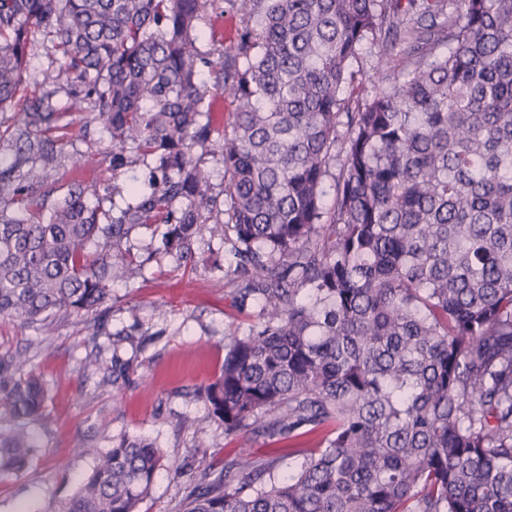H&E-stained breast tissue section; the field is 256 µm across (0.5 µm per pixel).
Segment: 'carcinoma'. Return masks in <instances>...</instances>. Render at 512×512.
Wrapping results in <instances>:
<instances>
[{
	"mask_svg": "<svg viewBox=\"0 0 512 512\" xmlns=\"http://www.w3.org/2000/svg\"><path fill=\"white\" fill-rule=\"evenodd\" d=\"M238 41L195 31L214 0H0V112L33 37L79 80L32 96L0 131V317L43 326L94 310L137 261L194 266L222 230L256 322L224 345L203 395L224 435L288 441L277 479L241 454L183 512H512V0H226ZM385 66L359 92L353 69ZM236 102L224 199L191 157L211 142L201 67ZM90 112L112 174L151 158L123 206L41 189ZM228 216L213 219V213ZM0 356V480L39 448L44 383ZM306 438L307 448L297 440ZM162 454L118 437L55 512H138Z\"/></svg>",
	"mask_w": 512,
	"mask_h": 512,
	"instance_id": "cac0c4a2",
	"label": "carcinoma"
}]
</instances>
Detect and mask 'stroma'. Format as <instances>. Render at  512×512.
Here are the masks:
<instances>
[{
    "label": "stroma",
    "instance_id": "obj_1",
    "mask_svg": "<svg viewBox=\"0 0 512 512\" xmlns=\"http://www.w3.org/2000/svg\"><path fill=\"white\" fill-rule=\"evenodd\" d=\"M239 27L238 15L215 8L196 33L206 50L231 45ZM69 81L51 38L36 34L27 95ZM78 152L95 154L98 168L73 171ZM146 173L137 157L113 173L112 141L93 123L71 128L46 189L55 199L75 182L90 190L111 185L121 205L132 186H146ZM218 246L213 238L199 240L195 266L153 260L144 274L113 282L106 311L60 317L41 328L0 319V354L25 353L49 392L46 417L34 425L40 449L23 473L0 482V512H52L92 471L97 451L124 433L154 439L163 454L139 512H182L200 474H219L237 455L239 438L225 436L200 392L221 373L226 338L244 334L258 306L239 305L236 282L213 270ZM116 358L126 368L117 381L109 371Z\"/></svg>",
    "mask_w": 512,
    "mask_h": 512
}]
</instances>
